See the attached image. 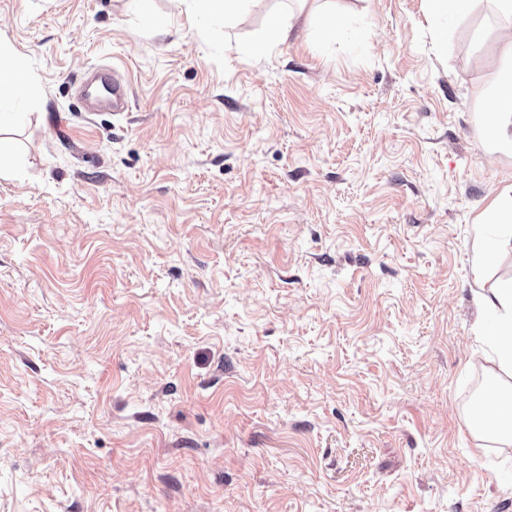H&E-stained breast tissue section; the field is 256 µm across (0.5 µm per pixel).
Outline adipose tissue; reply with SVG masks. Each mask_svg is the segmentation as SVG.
<instances>
[{
	"label": "adipose tissue",
	"instance_id": "ef3b65f1",
	"mask_svg": "<svg viewBox=\"0 0 512 512\" xmlns=\"http://www.w3.org/2000/svg\"><path fill=\"white\" fill-rule=\"evenodd\" d=\"M196 24L209 25L229 21L248 10L253 0H175ZM347 24L345 16L333 13L320 18L296 14L275 16L270 25V42H284L295 26H302L311 37L335 34ZM0 47V128L19 123L23 118L21 102L38 98L36 80L17 61H4ZM499 65L490 78L492 94L481 113L484 138L495 145L512 146V38L498 46ZM481 220L492 232L484 253L474 263L475 274H482L487 256L496 243L512 239V186L505 187ZM481 307L489 311L491 320L482 334L492 345L491 361L496 368L492 398L482 399L477 413L469 415V430L482 439L512 445V279L500 282L490 294L480 296Z\"/></svg>",
	"mask_w": 512,
	"mask_h": 512
}]
</instances>
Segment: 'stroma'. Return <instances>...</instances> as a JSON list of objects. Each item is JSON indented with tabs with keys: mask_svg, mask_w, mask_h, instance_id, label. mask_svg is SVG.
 <instances>
[{
	"mask_svg": "<svg viewBox=\"0 0 512 512\" xmlns=\"http://www.w3.org/2000/svg\"><path fill=\"white\" fill-rule=\"evenodd\" d=\"M292 7L0 0L41 86L0 132V512H512L466 425L512 23L473 0L439 47L424 0H306L346 28L266 50ZM101 64L127 111L74 108ZM197 25L224 21L248 10L255 0H172ZM499 65L490 78L492 94L481 112L483 137L495 145L512 147V38L498 46Z\"/></svg>",
	"mask_w": 512,
	"mask_h": 512,
	"instance_id": "35a3bbf8",
	"label": "stroma"
}]
</instances>
